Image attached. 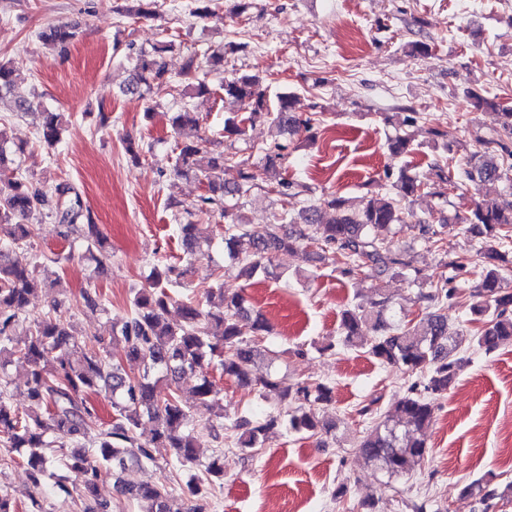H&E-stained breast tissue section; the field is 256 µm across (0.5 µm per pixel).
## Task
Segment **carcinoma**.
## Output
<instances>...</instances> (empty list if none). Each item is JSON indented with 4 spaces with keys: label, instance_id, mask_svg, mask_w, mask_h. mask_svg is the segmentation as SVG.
I'll list each match as a JSON object with an SVG mask.
<instances>
[{
    "label": "carcinoma",
    "instance_id": "1",
    "mask_svg": "<svg viewBox=\"0 0 512 512\" xmlns=\"http://www.w3.org/2000/svg\"><path fill=\"white\" fill-rule=\"evenodd\" d=\"M75 37V27L66 24L49 25L39 34L40 39L62 47ZM171 47V42L163 41L149 51H139L125 92L151 100L166 92L173 79L164 54ZM17 78L15 69L0 63V99L12 93ZM220 89L244 110L239 118L224 119L226 137L242 135L245 123L260 118L271 120L283 135L312 128V118L294 111L290 94L277 96L276 107L269 109L267 90L257 75L225 77ZM16 108L20 112L41 110L43 141L50 147L60 142L61 113L36 99H20ZM172 130L175 149L170 175L193 174L207 180L205 193L184 209L186 222L180 225L186 264L153 268L152 284L132 289L130 315L112 324L110 340L100 339L90 347L81 344L64 299H53L43 316L29 319L31 297L46 281L39 278L37 266L19 263L15 253L26 237L25 222L43 213L48 191L22 175L0 183V225H12L10 241L0 244V443L26 450L35 503L58 489L68 495L76 493L83 512H110V504L97 496L102 468L154 462L157 451L165 448L169 451L166 464L190 472L183 494L191 505L181 512H204V483L224 480L222 455L205 465L206 479L192 473L199 466L192 406L208 407L220 393L206 372L211 364L241 387L277 392L286 406L284 411L262 412L253 418L241 416L230 427L233 434L224 437L220 436L224 424L212 425L209 432L214 439L223 438L251 453L278 428L311 437L329 434L335 428L324 419L326 407L333 402L329 386L289 384L270 375L252 374L251 364L262 355L259 342L271 327L263 316L251 313L244 295H227L222 287L211 288L206 291L205 303L180 306V324L173 326L167 321L171 296L166 288L187 286L191 257L200 248L194 218L217 215L224 219V251L249 279L269 273L278 253L302 249L310 240L322 251H336L343 273L362 281L403 276L411 267L391 238L393 226L403 221V204L424 190V183L410 168H402L394 176L386 174L389 188L361 199L356 206L331 194L296 218L283 211L282 220L292 224L288 230L281 224H246L239 210L254 189L266 186L285 202L308 190L288 178L281 146L268 150L259 165L216 151L201 134L199 116L185 105L173 119ZM475 143L476 149L465 156L448 158L454 163L459 185L471 182L480 190L479 199L464 218L479 245L458 256L451 267L456 276L479 267V281L467 291L452 285L455 276L429 282L428 290L418 291L424 307L414 325L389 320L392 300L379 287L357 294L340 314L339 344L360 347L376 361L397 366L403 375L406 388L394 416L373 424L358 442L361 455L391 475L409 472L424 457L428 445L422 431L433 419L435 402L448 393L467 361L461 355L463 345L490 353L504 341H512V281L508 278L512 263L508 259L512 249V201L508 200L512 195V151L500 138H478ZM226 166L239 167V181L229 184L212 178ZM51 192L64 200L63 207L54 212L62 235H79L84 243L81 257L104 266L105 240L80 194L64 182L55 184ZM327 210L331 211L328 219L323 217ZM445 228L444 224L438 228L418 225L423 240L436 250L443 247ZM461 300L468 302L479 323L469 338L463 331L451 329L448 317L441 313V308ZM367 331L373 336H366ZM116 339L124 343L128 360L143 365L142 374L131 376L111 362L110 347ZM15 362L28 367V407L23 414L7 396V368ZM194 372L201 378L188 402L178 380ZM162 382L167 386L165 393L159 389ZM91 395L109 403L113 412L110 422L101 421ZM145 420L153 429L150 439L143 441L138 429ZM50 448L69 449L63 465L76 474L72 485L62 478L52 485L46 483V478L53 476L54 460L46 454ZM115 483L128 499L149 503L147 512H172L168 501L175 490L173 479L129 489L119 478ZM465 491L484 504L512 501V481L503 482L491 473L466 486Z\"/></svg>",
    "mask_w": 512,
    "mask_h": 512
}]
</instances>
